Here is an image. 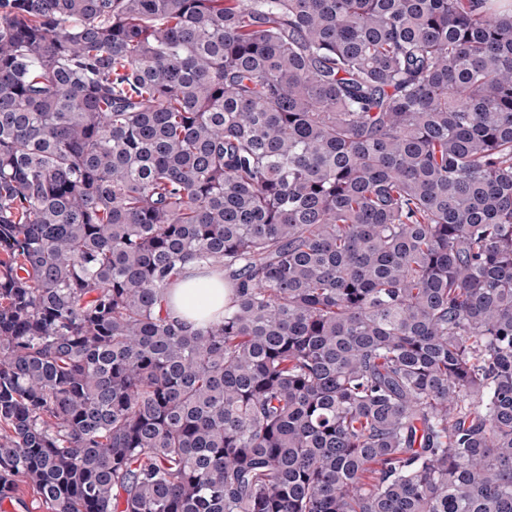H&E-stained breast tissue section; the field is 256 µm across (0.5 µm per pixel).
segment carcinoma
<instances>
[{
  "mask_svg": "<svg viewBox=\"0 0 512 512\" xmlns=\"http://www.w3.org/2000/svg\"><path fill=\"white\" fill-rule=\"evenodd\" d=\"M193 262L224 318H170ZM512 512V0H0V512Z\"/></svg>",
  "mask_w": 512,
  "mask_h": 512,
  "instance_id": "cac0c4a2",
  "label": "carcinoma"
}]
</instances>
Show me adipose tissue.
Segmentation results:
<instances>
[{
	"label": "adipose tissue",
	"mask_w": 512,
	"mask_h": 512,
	"mask_svg": "<svg viewBox=\"0 0 512 512\" xmlns=\"http://www.w3.org/2000/svg\"><path fill=\"white\" fill-rule=\"evenodd\" d=\"M230 293L221 273L190 263L183 278L168 289L165 309L171 318L198 326L223 317Z\"/></svg>",
	"instance_id": "adipose-tissue-1"
}]
</instances>
